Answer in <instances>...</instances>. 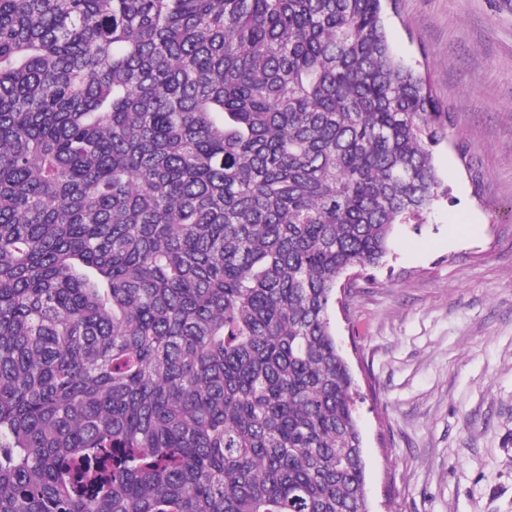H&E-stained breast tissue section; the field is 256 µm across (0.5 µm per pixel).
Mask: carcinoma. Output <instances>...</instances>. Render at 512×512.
Returning <instances> with one entry per match:
<instances>
[{"mask_svg": "<svg viewBox=\"0 0 512 512\" xmlns=\"http://www.w3.org/2000/svg\"><path fill=\"white\" fill-rule=\"evenodd\" d=\"M396 0H0V512H370L336 286L441 194Z\"/></svg>", "mask_w": 512, "mask_h": 512, "instance_id": "cac0c4a2", "label": "carcinoma"}]
</instances>
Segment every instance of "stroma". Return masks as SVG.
<instances>
[{"mask_svg":"<svg viewBox=\"0 0 512 512\" xmlns=\"http://www.w3.org/2000/svg\"><path fill=\"white\" fill-rule=\"evenodd\" d=\"M388 33L452 125L447 197L336 293L371 512H512V0H399Z\"/></svg>","mask_w":512,"mask_h":512,"instance_id":"1","label":"stroma"}]
</instances>
